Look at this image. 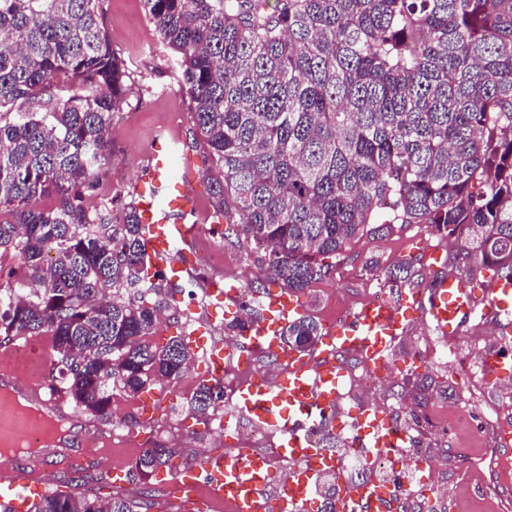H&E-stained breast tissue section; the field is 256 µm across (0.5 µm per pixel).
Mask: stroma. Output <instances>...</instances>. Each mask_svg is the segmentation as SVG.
Segmentation results:
<instances>
[{"label":"stroma","instance_id":"35a3bbf8","mask_svg":"<svg viewBox=\"0 0 512 512\" xmlns=\"http://www.w3.org/2000/svg\"><path fill=\"white\" fill-rule=\"evenodd\" d=\"M102 8L112 47L125 59L133 77L126 101L112 115V156L104 168L103 182L111 185L116 198L137 191L147 174L155 142L174 135L182 143L179 179L202 204L200 214L194 218L199 233L166 261H154L148 266L149 272L162 273L171 288L169 315L150 341L161 346L185 332L183 315L194 309L200 316L195 326L197 334L235 345L237 338L226 331V324L253 315L254 310L241 300L216 305L208 294V285L230 275L245 285L256 282L262 275L258 253L240 233V218L235 215L225 224L224 239L217 246L224 261L214 262L212 250L216 246L208 233L214 221L208 176L218 173L219 168L193 125L189 97L178 79L177 59L163 45L143 0H103ZM432 248L442 250L443 262L431 270L424 255ZM457 251L454 239L443 236L429 224H400L387 237L360 236L344 254L329 259L326 277L301 294L302 312L321 325L331 324L333 311H356L368 293L395 297L397 286L386 279L385 268L410 261L421 276L432 273L444 277L459 273ZM438 336L431 322H414L408 334L392 348L393 370L379 375L364 373L339 401L340 419L345 422L359 411L379 410L398 426L411 430L417 427L413 413H420L425 421L419 427L428 439L410 446L407 454L433 467L435 501L429 512H498L497 498L483 490L481 477L455 464L457 456L479 455L490 444L491 437L484 429L486 418L497 412L512 418V387L498 386L484 375L481 367L470 362L473 354L495 346L497 337L486 319L475 316L455 338L456 356L441 359L425 350L426 344ZM203 374L202 367L197 366L192 373L183 375L182 389L172 392L170 400L161 402L138 445L114 446L112 458L132 466L142 449L163 438L176 441L180 453L175 463L179 466L186 462L196 464L208 454L223 452L224 445L217 437L219 416L204 423L182 407ZM426 375L433 378L434 385L426 406L421 408L406 383ZM472 384L479 386L487 402L474 407L470 424L463 427L458 425L456 413ZM448 387L455 394L447 398L442 391ZM101 474L93 459L79 467L59 462L42 470L40 481L47 493L62 491L76 498L87 496L105 501L112 488L100 483Z\"/></svg>","mask_w":512,"mask_h":512}]
</instances>
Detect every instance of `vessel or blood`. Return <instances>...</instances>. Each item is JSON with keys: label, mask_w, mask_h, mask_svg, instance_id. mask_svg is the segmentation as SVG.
Returning <instances> with one entry per match:
<instances>
[{"label": "vessel or blood", "mask_w": 512, "mask_h": 512, "mask_svg": "<svg viewBox=\"0 0 512 512\" xmlns=\"http://www.w3.org/2000/svg\"><path fill=\"white\" fill-rule=\"evenodd\" d=\"M175 160L171 143L153 148L149 174L138 188V209L147 255L163 261L187 241L193 227L186 219L196 212L183 186L172 180ZM259 316L247 323L239 342L241 356L255 353L287 358V370L274 382L246 383L239 387L233 412L259 426H281L287 434L280 446L286 462L285 474L274 477L259 455L248 459L231 456L207 458L174 473L187 497L205 488L213 498L229 501L234 512H310L316 504V488L323 469L343 470L344 454L310 442L313 431H335L337 392L345 373L341 355L356 352L368 370L384 371L391 345L406 333V322L424 308L429 321L448 336L456 335L477 306L493 318L498 335L496 346L484 353L482 367L492 378L512 381V279L492 281L484 301H476L470 282L463 277H441L429 282L426 291L399 292L396 298L370 303L341 319L323 335L324 349L300 357L289 354L281 334L297 307L286 293L265 291L256 297ZM33 343L12 344L0 351V387L14 385ZM40 415L0 408V436L43 434ZM407 434L378 415L363 413L348 425L345 452L370 456L380 451L403 455ZM406 487L402 481L386 485L363 476L340 483L335 512H403ZM41 492L40 482L18 457L0 453V499L14 512H22L27 501Z\"/></svg>", "instance_id": "b4317fda"}]
</instances>
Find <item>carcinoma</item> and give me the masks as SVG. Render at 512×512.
<instances>
[{"mask_svg":"<svg viewBox=\"0 0 512 512\" xmlns=\"http://www.w3.org/2000/svg\"><path fill=\"white\" fill-rule=\"evenodd\" d=\"M101 2L0 0V253L19 257L0 335L51 337V396L107 422L114 391L177 380L193 354L182 336L148 342L167 301L145 274L136 199L85 204L131 81ZM143 3L219 162L220 177L205 173L214 213L242 216L266 280L305 292L325 258L396 224L455 238L471 277L512 275V0ZM320 336L302 316L283 344ZM223 403L224 383L203 379L186 408ZM177 454L157 440L132 474L146 481ZM28 512L133 509L50 493Z\"/></svg>","mask_w":512,"mask_h":512,"instance_id":"carcinoma-1","label":"carcinoma"}]
</instances>
